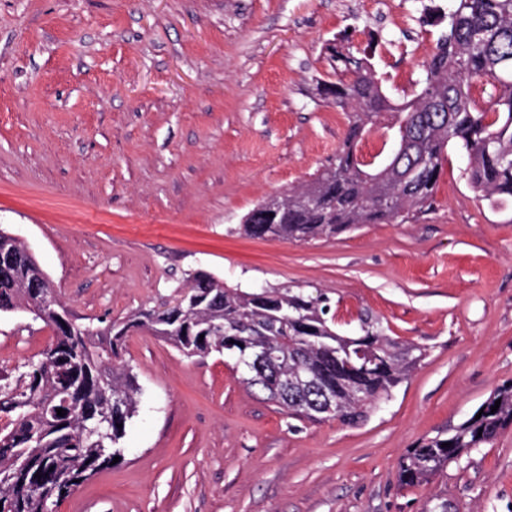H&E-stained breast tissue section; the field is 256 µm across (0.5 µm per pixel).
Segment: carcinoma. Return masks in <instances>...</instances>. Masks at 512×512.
<instances>
[{
    "instance_id": "cac0c4a2",
    "label": "carcinoma",
    "mask_w": 512,
    "mask_h": 512,
    "mask_svg": "<svg viewBox=\"0 0 512 512\" xmlns=\"http://www.w3.org/2000/svg\"><path fill=\"white\" fill-rule=\"evenodd\" d=\"M342 64L336 81L318 85L319 95L350 111L336 155L307 184L283 191L254 208L242 228L258 238L307 241L330 237L359 224H403L433 208L435 189L454 148L468 159L471 187L492 206L512 198V0H455L448 32L425 65L419 91L393 104L376 71L364 60L334 51ZM492 87L489 98L473 96L476 82ZM389 113L397 144L387 162L375 164L356 146ZM13 247L12 265H0V313L33 314L42 287L34 256ZM168 309L142 308L104 328L60 324L64 307L44 311L54 332L38 363L16 379H0V512H41L43 500H61L124 457L127 424L138 412L139 385L123 360L125 337L147 330L188 358L229 354L256 388L288 416L355 425L371 403L387 398L427 357V349L389 336L380 319L365 312L359 335L343 338L328 319L330 298L288 286L243 291L199 271ZM257 348L277 350V365H256ZM376 361L366 363L358 352ZM110 392L123 399L110 429L87 434L101 419L98 407ZM336 401L323 411L324 400ZM497 411H492L496 400ZM66 410L63 416L57 409ZM470 417L447 432L423 438L399 460L407 485L429 480L473 448L492 443L512 427V383L498 387Z\"/></svg>"
}]
</instances>
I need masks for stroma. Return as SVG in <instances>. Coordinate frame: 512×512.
I'll return each mask as SVG.
<instances>
[{
  "instance_id": "1",
  "label": "stroma",
  "mask_w": 512,
  "mask_h": 512,
  "mask_svg": "<svg viewBox=\"0 0 512 512\" xmlns=\"http://www.w3.org/2000/svg\"><path fill=\"white\" fill-rule=\"evenodd\" d=\"M453 0H0V229L77 323L172 303L203 271L244 291L317 289L338 329L361 311L426 359L365 421L288 418L228 355L186 358L144 330L123 462L56 512H512V427L427 482L398 462L512 382V200L493 207L449 150L433 210L333 237L245 235L271 194L310 180L348 112L318 96L332 48L385 94L419 89ZM53 332L0 314V371Z\"/></svg>"
}]
</instances>
